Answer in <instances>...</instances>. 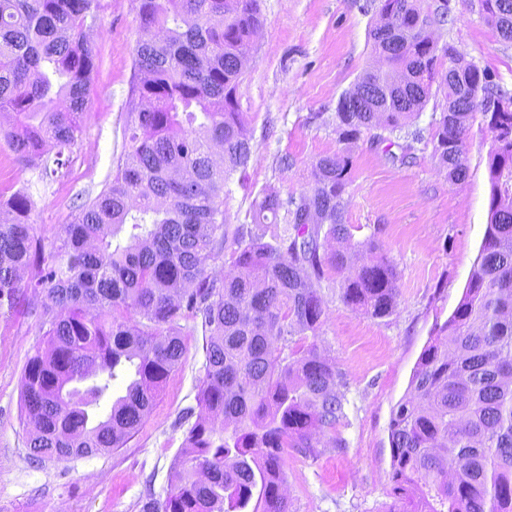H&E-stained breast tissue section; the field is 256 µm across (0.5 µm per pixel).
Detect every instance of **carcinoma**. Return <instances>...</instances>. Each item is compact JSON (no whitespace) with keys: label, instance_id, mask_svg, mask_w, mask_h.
Wrapping results in <instances>:
<instances>
[{"label":"carcinoma","instance_id":"carcinoma-1","mask_svg":"<svg viewBox=\"0 0 512 512\" xmlns=\"http://www.w3.org/2000/svg\"><path fill=\"white\" fill-rule=\"evenodd\" d=\"M136 2L140 80L130 93L149 106L129 113L112 180L74 204L49 246L30 223L32 196L0 183V309L31 315L46 337L22 375L31 457L61 462L125 447L181 364L190 314L206 336L199 415L170 492L144 512H289L277 494L288 449L315 455L317 434L345 418L343 374L308 341L325 320L323 284L358 253L380 250L373 238L353 240L345 222L349 145L378 138L406 163L423 140L409 120L441 94L432 157L448 181L468 176L472 123L492 133L489 221L462 298L392 412L391 512H512V136L496 134L512 130V112L483 111L512 96L435 40L448 0H380L368 36L387 69L365 70L339 98L344 148L315 161L299 195L263 192L252 228L231 227L224 186L252 156L239 61L262 24L260 0ZM480 7L512 43V0ZM97 9L98 0H0V113L11 117L0 140L44 178L63 173L83 134ZM224 257L229 270L216 278L210 263ZM397 280L379 254L339 296L383 318L398 305Z\"/></svg>","mask_w":512,"mask_h":512}]
</instances>
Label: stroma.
Masks as SVG:
<instances>
[{
	"label": "stroma",
	"instance_id": "1",
	"mask_svg": "<svg viewBox=\"0 0 512 512\" xmlns=\"http://www.w3.org/2000/svg\"><path fill=\"white\" fill-rule=\"evenodd\" d=\"M379 0H260L262 26L239 86L245 133L252 146L245 172L226 186L230 223L252 221V202L264 190L300 194L313 181V164L341 150L336 104L366 69L379 65L368 31ZM98 67L81 146L67 173L42 181L0 143V180L28 188L38 235L53 241L73 219L76 196L95 197L112 176L128 112L133 49L139 37L135 0H99ZM466 61L488 70L512 93V43L484 20L478 0H449L448 21L435 31ZM430 99L415 128L424 140L413 160H393L387 143L362 138L350 147L352 175L346 221L355 240L375 237L398 272L399 304L384 318L345 306L341 273L324 288L327 318L316 341L335 358L345 382L346 421L320 435L319 454L289 452L284 488L291 512H392L391 414L408 393L416 363L437 326L457 307L488 222L487 156L491 134L475 121L469 130V177L449 183L432 159ZM293 160L280 166L281 157ZM44 343L33 318L0 312V512H143L170 489L171 467L196 407L204 374V336L184 338L180 368L163 386L142 429L126 447L64 462H33L20 417L24 368ZM346 446L338 449L335 438Z\"/></svg>",
	"mask_w": 512,
	"mask_h": 512
}]
</instances>
